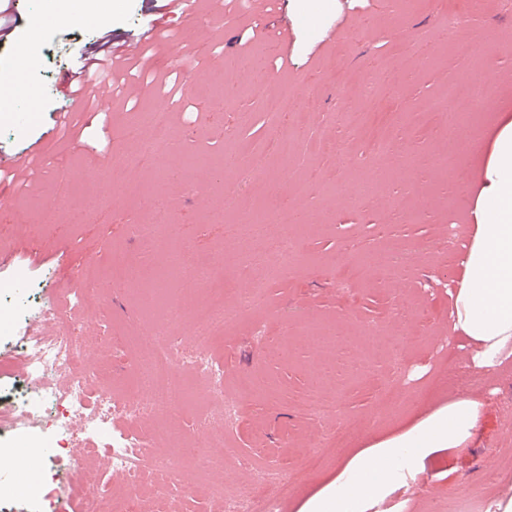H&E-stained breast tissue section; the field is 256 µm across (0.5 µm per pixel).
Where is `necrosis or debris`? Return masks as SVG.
<instances>
[{"label": "necrosis or debris", "instance_id": "necrosis-or-debris-1", "mask_svg": "<svg viewBox=\"0 0 512 512\" xmlns=\"http://www.w3.org/2000/svg\"><path fill=\"white\" fill-rule=\"evenodd\" d=\"M271 229L276 236L268 249L246 258L225 255L226 266L251 270L250 283L235 290L232 307L211 304L195 314L192 347H185L174 334L186 311L173 297L166 301L164 317L132 338V346L143 351L135 383L146 388V397L119 400L93 391L97 368L76 367L84 356L80 327L63 321L55 308L39 311L40 326L24 336L17 356L28 385L13 393L9 409L0 408V459H13L15 468H22L20 451L25 448L38 457L39 464L30 476L0 480V501L21 499L31 505L32 512H60L56 481L62 476L69 489L82 492V512H113L111 476L121 477L135 493L150 483L164 493L189 497L193 491L180 483L172 464L174 456L200 458L208 468L222 469L223 453L203 443L182 442L178 429L168 432L170 447L158 448L132 425L174 399L187 403L198 427L219 421L229 427L238 421L240 403L224 390V368L212 354L211 341L218 329L262 305L271 282L295 264L298 238L294 225L278 222L275 213L269 212L237 227L246 239L258 242L267 241ZM201 390L209 400L205 408L195 405ZM119 419L124 422L120 428L115 425ZM80 445L104 447L105 468L92 467L76 454ZM251 476L253 488L247 494H229L220 485L210 488L222 512H275L263 490L277 479L276 468L255 466Z\"/></svg>", "mask_w": 512, "mask_h": 512}]
</instances>
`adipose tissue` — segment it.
Returning <instances> with one entry per match:
<instances>
[{"label": "adipose tissue", "mask_w": 512, "mask_h": 512, "mask_svg": "<svg viewBox=\"0 0 512 512\" xmlns=\"http://www.w3.org/2000/svg\"><path fill=\"white\" fill-rule=\"evenodd\" d=\"M471 222L460 255L462 273L450 291L452 331L474 366L492 368L512 357V113L498 116L474 170ZM482 413L461 396L372 441L353 455L299 512H364L405 472L440 449L462 447Z\"/></svg>", "instance_id": "ef3b65f1"}]
</instances>
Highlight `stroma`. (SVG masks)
<instances>
[{"label": "stroma", "instance_id": "1", "mask_svg": "<svg viewBox=\"0 0 512 512\" xmlns=\"http://www.w3.org/2000/svg\"><path fill=\"white\" fill-rule=\"evenodd\" d=\"M208 2L197 0L196 17L184 19L167 0H112V14L103 21L86 0H0L14 25L10 42L0 44V74L18 69L19 54L32 57V66L20 69L32 92L23 109L38 116L22 123L15 107L0 102V151L36 148L44 164L24 187L0 181V285L19 290L15 339L0 343V361L13 359L17 336L39 308L64 297L80 279L84 362L111 363L113 389L130 392L137 354L124 343L141 334L150 317L137 285L114 284L110 277L115 260L144 257L131 224L165 208L184 248L216 266L221 252L256 251L234 226L261 211L273 193L282 218L305 217L301 261L271 283L259 332L244 325L225 334L218 358L228 388L260 377L278 395H241L237 430L224 440L223 472L178 456L174 469L188 481L220 482L245 493L250 476L239 458L274 463L281 477L266 495L278 512H298L344 462L326 446L332 430L347 427L354 452L369 435L394 431L463 394L483 405L466 445L426 458L366 512H385L390 502L396 512H458L464 497L493 504L506 498L512 487V362L494 371L472 367L448 332V288L458 273L469 197L444 172L441 158L453 145L456 164L472 170L497 113H512V6L461 0L466 19L457 23L438 0H274L269 7L254 0L249 8L242 0H225L215 20ZM139 28L176 34L182 64H169L166 47L153 64L159 79L179 71L183 97L168 101L159 80L139 83L131 102H100L107 127L92 122L81 135H61L59 111L84 109L67 98L65 75L83 65L90 43L107 36L117 46ZM459 41L468 43L469 55L456 53ZM374 77L382 85L370 102L364 89ZM259 78L273 89L291 84L313 124L296 129L291 113L268 115L259 101L244 96L242 86ZM451 80L470 93L472 111L447 127L438 120L446 109L439 96ZM380 108L407 121L391 152L375 163L357 127L337 123L335 115ZM157 110L171 114L174 142L145 159L124 131L134 125L139 136H148L143 117ZM289 134L298 140V156L285 163L277 139ZM326 137L346 146L343 157L310 152L312 141ZM251 148L268 159L267 172L250 171L244 153ZM116 163L124 164L138 195H123L94 177V170ZM60 172L72 179L61 201ZM380 249L397 255L392 271L370 268L343 292L337 265ZM324 328L336 330L341 346L316 340ZM389 334L405 338L397 366L378 343ZM451 358L472 368L473 385L440 383L439 371ZM331 363L336 379L325 393L335 404L321 414L308 383ZM390 380L401 397L393 407H379L377 389ZM313 453L325 456L320 469L305 466Z\"/></svg>", "mask_w": 512, "mask_h": 512}]
</instances>
